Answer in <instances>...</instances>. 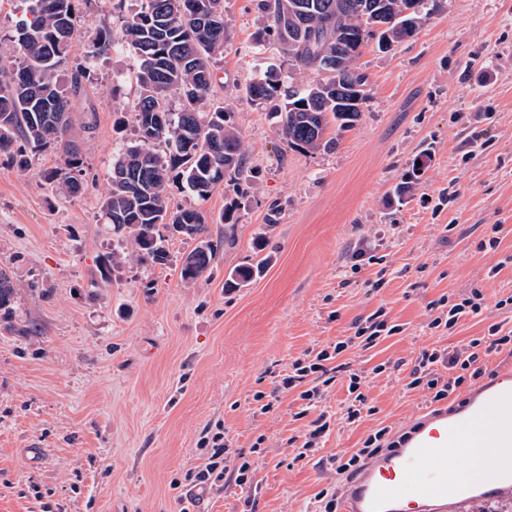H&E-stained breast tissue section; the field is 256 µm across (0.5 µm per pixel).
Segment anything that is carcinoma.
<instances>
[{"label": "carcinoma", "instance_id": "cac0c4a2", "mask_svg": "<svg viewBox=\"0 0 512 512\" xmlns=\"http://www.w3.org/2000/svg\"><path fill=\"white\" fill-rule=\"evenodd\" d=\"M26 17L17 28L22 62L0 59L1 164L23 171L41 153L59 155L43 180L64 196L80 197L87 189L85 161L72 138L70 95L86 71H69L81 0H26ZM254 0L267 25L249 48L275 47L288 69L271 68L237 85L251 104L275 120L281 139L300 151L332 149L333 133L354 128L369 96L367 74L355 60L373 40L387 52L417 34L430 15L429 3L414 0ZM230 35L224 22V0H138L121 32L97 33L88 57L97 58L118 46L139 59L135 74L138 96L133 102L130 144L112 160L109 190L100 203L99 223L112 231L121 250L99 261L97 272L107 283L112 266L133 248L138 259L165 265L166 242L193 245L181 259L180 279L191 285L212 271L220 245L209 233L206 215L188 206H173L170 189L188 188L204 200L220 184L235 197L224 206L220 222L224 239L234 233L244 191L248 160L243 138L214 99V67ZM315 74L294 85L296 71ZM179 99L178 110L169 97ZM271 254L230 271L224 287L239 289L259 277ZM15 302L11 271L0 268V312L9 315Z\"/></svg>", "mask_w": 512, "mask_h": 512}]
</instances>
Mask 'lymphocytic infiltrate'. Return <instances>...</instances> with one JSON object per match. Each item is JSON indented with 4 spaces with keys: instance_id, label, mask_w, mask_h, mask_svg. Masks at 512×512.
I'll return each mask as SVG.
<instances>
[{
    "instance_id": "obj_1",
    "label": "lymphocytic infiltrate",
    "mask_w": 512,
    "mask_h": 512,
    "mask_svg": "<svg viewBox=\"0 0 512 512\" xmlns=\"http://www.w3.org/2000/svg\"><path fill=\"white\" fill-rule=\"evenodd\" d=\"M485 308L486 296L479 288L471 289L469 295L457 302L443 296L431 303L433 317L428 326L448 331L454 329L461 318L481 316ZM353 327L351 336L318 350L305 351L292 361L287 373L280 375L271 392L260 391L253 396L260 412L267 413L273 409L280 395L296 393L301 402L296 417L308 422L300 444L293 448L296 459L311 457L329 434L330 416L322 413L314 417L310 411L336 383L342 381L347 385L348 398L343 422L351 425L361 421L364 410L369 407L365 392L366 378L362 371L353 369L348 359L349 352L354 349L369 350L402 331L401 325L393 323L382 307L355 321ZM503 350L512 353V328L505 327L501 322L492 323L486 336L472 339L464 345L423 350L409 373L406 387L425 392L432 403L460 398L463 387L473 386L475 381L487 375L485 356ZM389 433V428L385 426L374 429L359 448L330 456L328 464L331 470L340 475H356L367 460L389 447ZM197 451L204 460L203 465L171 481L173 487L185 488L188 504H196L204 495L223 490L224 479L229 476L237 486L250 490L251 496L246 503L254 505L253 493L258 489L254 482L255 463L267 452L264 437H257L249 452L244 453L232 449L223 430L219 429L207 432L198 441Z\"/></svg>"
}]
</instances>
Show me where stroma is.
I'll return each mask as SVG.
<instances>
[{
    "label": "stroma",
    "instance_id": "1",
    "mask_svg": "<svg viewBox=\"0 0 512 512\" xmlns=\"http://www.w3.org/2000/svg\"><path fill=\"white\" fill-rule=\"evenodd\" d=\"M134 7L81 6L69 65L87 71L71 97L85 193L68 199L44 183L41 170L59 161L51 151L22 172L0 167V267L12 269L15 284L14 312L0 320V512H180L170 481L199 466L196 444L218 423L237 449L266 438L257 512H305L322 488L348 481L314 459L295 460L287 441L304 423L294 394L260 414L254 393L271 391L295 358L385 307L402 332L350 353L369 374L375 411L335 426L319 450L349 452L373 429L396 434L430 413L424 392L405 387L423 349L512 322V309L495 307L512 295V264L503 263L512 255V0H438L414 38L388 52L368 44L358 64L372 91L360 121L334 150L313 153L287 147L236 90L282 59L248 52L266 20L251 0H224L231 42L214 72L252 169L242 183L249 205L228 241L219 216L231 191L220 186L201 200L173 189V203L201 208L222 243L209 277L182 283L176 260L187 246L175 239L173 263H120L107 287L94 288L90 273L112 251L99 204L125 143L113 123L135 100L136 60L128 51L93 61L86 53L100 30L120 32ZM417 161L421 179L396 197ZM272 203L282 219L270 226ZM495 224L499 247L479 250ZM261 236L272 255L264 275L226 290L228 272L253 258ZM360 244L381 264L352 270ZM496 265L500 273L488 278ZM379 279L383 287L373 288ZM475 286L490 303L482 318L451 333L429 328L431 302ZM381 363L386 371L373 374ZM32 443L44 448L42 459L24 455Z\"/></svg>",
    "mask_w": 512,
    "mask_h": 512
}]
</instances>
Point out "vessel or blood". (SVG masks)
<instances>
[{
  "label": "vessel or blood",
  "instance_id": "obj_1",
  "mask_svg": "<svg viewBox=\"0 0 512 512\" xmlns=\"http://www.w3.org/2000/svg\"><path fill=\"white\" fill-rule=\"evenodd\" d=\"M485 448L487 476L448 481V455H464L466 432ZM512 496V377L488 385L461 411L429 417L407 447L383 457L356 481L341 512H453L466 498Z\"/></svg>",
  "mask_w": 512,
  "mask_h": 512
}]
</instances>
